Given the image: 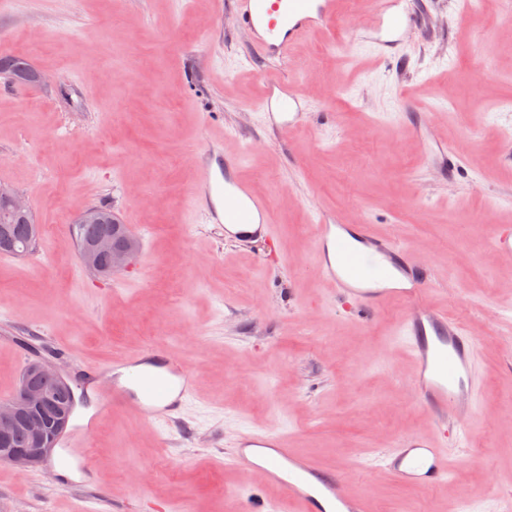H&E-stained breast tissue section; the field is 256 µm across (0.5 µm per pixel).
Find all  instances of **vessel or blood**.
Wrapping results in <instances>:
<instances>
[{"mask_svg":"<svg viewBox=\"0 0 512 512\" xmlns=\"http://www.w3.org/2000/svg\"><path fill=\"white\" fill-rule=\"evenodd\" d=\"M399 2L372 0L373 42L379 52L395 48L403 29L417 20L416 12L400 8ZM340 4L341 0H233L232 15L265 59L283 64L296 43L336 18ZM299 100L298 89L283 78L268 80L262 109L273 128L294 127ZM223 147V137L215 136L210 148L199 154L196 205L230 237L274 239L271 205L241 178L240 156L224 153ZM315 231L319 274L346 306L356 313H373L396 301L403 308L399 334L414 359L408 384L436 431L403 438L385 457L382 471L425 493H436L451 476L440 429L467 431L476 413L478 339L432 303L431 268L411 249L396 245L371 225L339 224L326 213ZM85 374L86 386L96 395L123 401L149 420L179 413L196 392L194 374L154 349L113 359L107 373L86 366ZM100 417V411H93L59 437V446L67 450L62 467L74 472V485H86L91 475L88 448ZM234 464L243 473L259 476L262 483L278 485L292 512H365L363 501L349 493L340 471L299 456L284 434L245 435Z\"/></svg>","mask_w":512,"mask_h":512,"instance_id":"vessel-or-blood-1","label":"vessel or blood"}]
</instances>
